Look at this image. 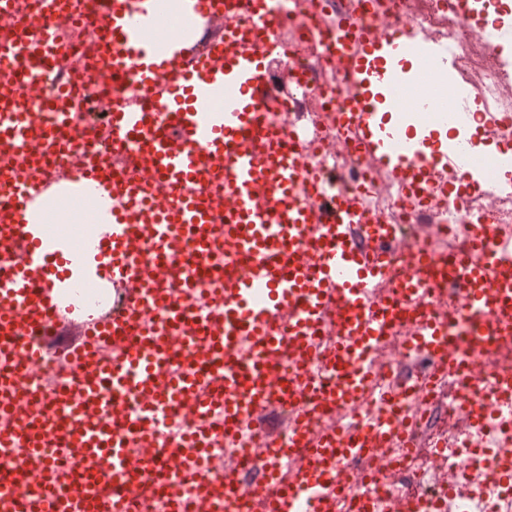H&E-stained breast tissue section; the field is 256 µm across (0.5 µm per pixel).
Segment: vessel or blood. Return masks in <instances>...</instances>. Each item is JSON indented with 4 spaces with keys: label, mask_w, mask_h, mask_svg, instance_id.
Segmentation results:
<instances>
[{
    "label": "vessel or blood",
    "mask_w": 512,
    "mask_h": 512,
    "mask_svg": "<svg viewBox=\"0 0 512 512\" xmlns=\"http://www.w3.org/2000/svg\"><path fill=\"white\" fill-rule=\"evenodd\" d=\"M156 2L97 0L90 15L87 0H30L27 33L0 39V151L36 149L29 170L0 163V454L24 456L0 484V512H129L158 459L168 474L194 476V450L214 437L212 412L223 411L231 435L282 404L291 429L283 439L270 425L254 453L267 477L251 491L265 512H336L337 495L354 482L348 461L404 447L416 417L392 416L398 393L424 395L463 370L495 392L492 405L464 403L470 428L512 408V373L491 376L463 360L468 336L512 352V225L472 226L466 252L451 256L437 246L448 225H431L417 243L401 225L375 223L363 188L326 191L309 164L316 134L269 118L286 109L270 59L290 52L277 36L276 0H176L158 63ZM354 3L337 24H322L317 0L304 14L340 68L331 118L342 153L366 172L384 170L414 208L447 194L449 183L480 186L475 145L451 155L431 149L427 133L447 127V113L420 78L394 66L413 55L445 72L447 52L406 31L397 13L383 29L370 0ZM80 16L97 55L85 78L116 94L134 87L104 125L112 156L128 161L125 174L104 160L62 177L43 170L84 131L69 120L71 85L46 94L28 75L60 67V25ZM200 23L216 33L204 45ZM66 182L101 189L111 221L66 211L64 222L82 234L52 246L45 225L27 217L55 206ZM213 276L221 282L213 307L184 302ZM76 278L111 290L119 307L84 314L70 296ZM449 283L456 311L433 316L427 291ZM398 328L436 374H400L399 391L377 389L382 412L373 421H345L370 383L361 357ZM316 356L333 390L307 380L304 363ZM51 359L80 382L49 399L32 380ZM314 403L331 410L324 426L313 423ZM179 417L192 421L190 435H172ZM239 492L227 472L206 512H229Z\"/></svg>",
    "instance_id": "vessel-or-blood-1"
}]
</instances>
